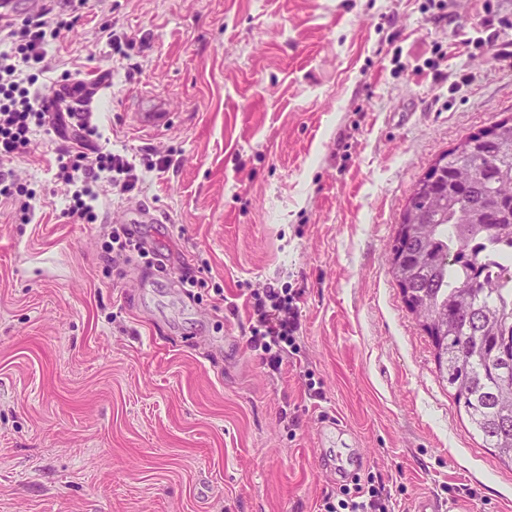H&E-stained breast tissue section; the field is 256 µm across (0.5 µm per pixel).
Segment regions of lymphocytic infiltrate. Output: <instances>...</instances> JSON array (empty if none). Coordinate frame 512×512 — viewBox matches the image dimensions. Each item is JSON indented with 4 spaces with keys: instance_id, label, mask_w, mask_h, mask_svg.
Wrapping results in <instances>:
<instances>
[{
    "instance_id": "f902f5d3",
    "label": "lymphocytic infiltrate",
    "mask_w": 512,
    "mask_h": 512,
    "mask_svg": "<svg viewBox=\"0 0 512 512\" xmlns=\"http://www.w3.org/2000/svg\"><path fill=\"white\" fill-rule=\"evenodd\" d=\"M79 15L54 8L5 23L0 28V197L28 195L6 162L17 154L33 150L38 130H49L51 110L37 86L44 62L54 41L69 32ZM56 178L66 187V214L76 221L94 222L100 187L117 195L134 191L140 176L126 156L97 147L69 158L58 157ZM251 308L258 323L248 339L251 349L263 360L277 366L285 347L295 346L302 330L301 311L284 301L274 289L255 296ZM338 506L341 512H390L391 493L382 485L354 483L343 488Z\"/></svg>"
}]
</instances>
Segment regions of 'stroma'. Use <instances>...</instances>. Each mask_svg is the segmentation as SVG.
I'll return each mask as SVG.
<instances>
[{"mask_svg":"<svg viewBox=\"0 0 512 512\" xmlns=\"http://www.w3.org/2000/svg\"><path fill=\"white\" fill-rule=\"evenodd\" d=\"M40 89L98 85L99 143L147 171L64 214L62 148L10 166L33 197L0 199V512H324L337 447L359 449L394 512L427 495L512 512V469L439 380L389 257L406 200L469 133L512 117L497 60L512 0H84ZM122 38L110 50L109 33ZM470 80L451 89L461 74ZM174 116L138 131L146 98ZM141 209L174 265L103 249ZM302 289V353L249 348L252 292ZM315 381L320 396H310ZM342 422L339 443L325 419Z\"/></svg>","mask_w":512,"mask_h":512,"instance_id":"stroma-1","label":"stroma"}]
</instances>
